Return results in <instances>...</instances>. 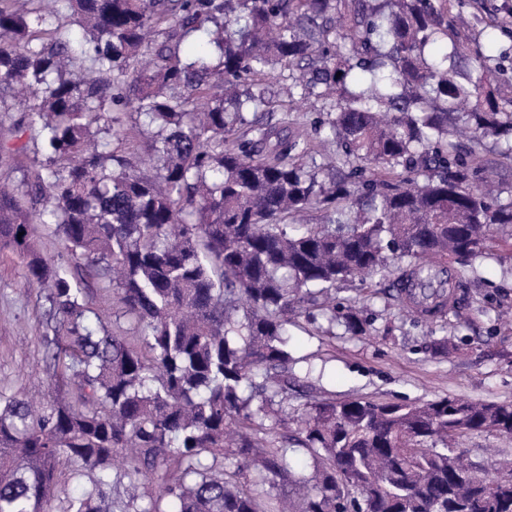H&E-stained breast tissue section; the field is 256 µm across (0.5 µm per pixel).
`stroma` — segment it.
<instances>
[{
    "label": "stroma",
    "instance_id": "1",
    "mask_svg": "<svg viewBox=\"0 0 512 512\" xmlns=\"http://www.w3.org/2000/svg\"><path fill=\"white\" fill-rule=\"evenodd\" d=\"M469 278L459 303L427 321L403 306L391 282L338 284L337 303L360 310L365 332L356 336L322 318L291 326L289 413L322 398L512 401V251L494 248ZM46 295L15 254L0 251V389L42 399L54 392L41 343ZM87 300L90 323L133 335L114 289L91 288Z\"/></svg>",
    "mask_w": 512,
    "mask_h": 512
}]
</instances>
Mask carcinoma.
I'll list each match as a JSON object with an SVG mask.
<instances>
[{"label":"carcinoma","mask_w":512,"mask_h":512,"mask_svg":"<svg viewBox=\"0 0 512 512\" xmlns=\"http://www.w3.org/2000/svg\"><path fill=\"white\" fill-rule=\"evenodd\" d=\"M55 2L0 0V82L23 90L0 93V114L25 113L12 130L43 156L32 180L0 187V250L50 284L58 377L47 402L0 390V512H47L66 470L80 490L57 512H261L277 477L300 512H512V469L484 481L452 448L511 439L512 403L324 399L261 450L288 424L273 402L288 398L289 314L333 322L337 283L394 274L442 315L459 287L439 278L448 258L512 247V200L485 185L482 153L492 138L495 165L512 166V94L471 52L456 0ZM279 68L289 100L331 115L318 135L334 160L275 118L284 100L262 78ZM128 114L156 128L149 174L122 154ZM42 210L57 261L33 240ZM310 210L324 222L302 223ZM93 273L139 345L87 322ZM292 447L312 475L292 477ZM160 466L173 474L149 493Z\"/></svg>","instance_id":"1"}]
</instances>
